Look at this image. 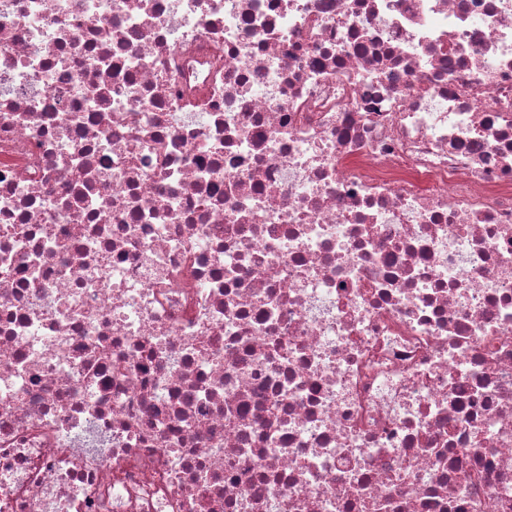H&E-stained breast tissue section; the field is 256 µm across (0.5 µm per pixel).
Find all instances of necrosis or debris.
<instances>
[{
  "label": "necrosis or debris",
  "instance_id": "obj_1",
  "mask_svg": "<svg viewBox=\"0 0 512 512\" xmlns=\"http://www.w3.org/2000/svg\"><path fill=\"white\" fill-rule=\"evenodd\" d=\"M0 512H512V0H0Z\"/></svg>",
  "mask_w": 512,
  "mask_h": 512
}]
</instances>
